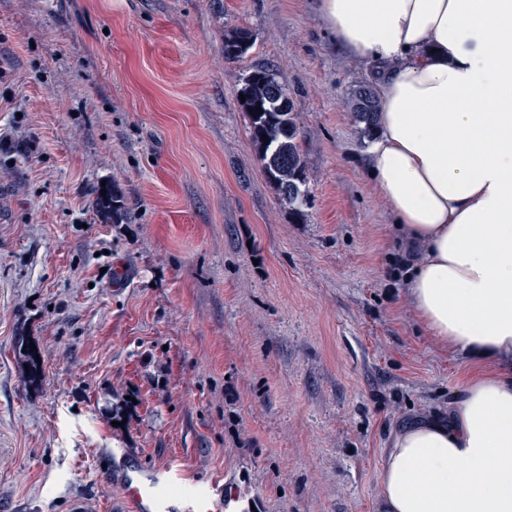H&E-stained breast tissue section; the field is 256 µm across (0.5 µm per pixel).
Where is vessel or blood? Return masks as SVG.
Returning a JSON list of instances; mask_svg holds the SVG:
<instances>
[{
    "label": "vessel or blood",
    "instance_id": "1",
    "mask_svg": "<svg viewBox=\"0 0 512 512\" xmlns=\"http://www.w3.org/2000/svg\"><path fill=\"white\" fill-rule=\"evenodd\" d=\"M112 464L120 471V481L134 512H206L204 493L185 494L176 499L162 496L159 487L165 483V476L132 463L125 449H113Z\"/></svg>",
    "mask_w": 512,
    "mask_h": 512
}]
</instances>
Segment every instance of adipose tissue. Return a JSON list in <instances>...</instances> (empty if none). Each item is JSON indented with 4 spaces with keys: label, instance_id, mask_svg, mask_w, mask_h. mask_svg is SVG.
I'll return each instance as SVG.
<instances>
[{
    "label": "adipose tissue",
    "instance_id": "obj_1",
    "mask_svg": "<svg viewBox=\"0 0 512 512\" xmlns=\"http://www.w3.org/2000/svg\"><path fill=\"white\" fill-rule=\"evenodd\" d=\"M381 103L373 183L422 257L421 320L482 364L447 421L397 433L378 512H512V0H318Z\"/></svg>",
    "mask_w": 512,
    "mask_h": 512
}]
</instances>
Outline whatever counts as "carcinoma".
<instances>
[{
  "instance_id": "obj_1",
  "label": "carcinoma",
  "mask_w": 512,
  "mask_h": 512,
  "mask_svg": "<svg viewBox=\"0 0 512 512\" xmlns=\"http://www.w3.org/2000/svg\"><path fill=\"white\" fill-rule=\"evenodd\" d=\"M248 40V34L243 31L225 35L224 56L228 59L242 56L248 50ZM239 93L245 96L242 108L249 118L251 141L268 181L295 207L296 212H301L308 187L293 100L277 73L267 67L254 69L244 80ZM351 108L356 122L363 125L364 135L374 137L378 132L379 118L376 90L370 85L360 86L352 96ZM109 207L112 209V223H123L127 216L123 197L112 193Z\"/></svg>"
}]
</instances>
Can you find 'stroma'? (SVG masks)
Listing matches in <instances>:
<instances>
[{"mask_svg":"<svg viewBox=\"0 0 512 512\" xmlns=\"http://www.w3.org/2000/svg\"><path fill=\"white\" fill-rule=\"evenodd\" d=\"M260 66L295 102L298 215L240 105ZM367 80L317 0H0V512H116V448L171 496L377 512L392 434L447 418L473 361L389 276Z\"/></svg>","mask_w":512,"mask_h":512,"instance_id":"obj_1","label":"stroma"}]
</instances>
